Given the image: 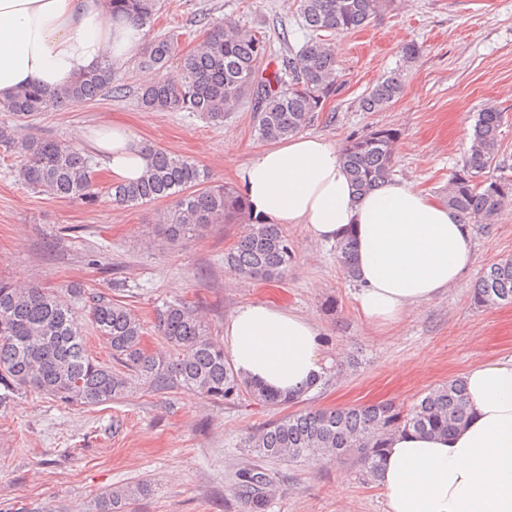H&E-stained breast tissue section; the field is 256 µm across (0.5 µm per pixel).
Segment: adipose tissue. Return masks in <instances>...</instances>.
<instances>
[{"label": "adipose tissue", "instance_id": "obj_1", "mask_svg": "<svg viewBox=\"0 0 512 512\" xmlns=\"http://www.w3.org/2000/svg\"><path fill=\"white\" fill-rule=\"evenodd\" d=\"M147 29L108 20L105 0H0V99L24 86L53 91L103 63L129 60ZM83 138L113 180H137L143 145L124 124ZM254 217L301 224L317 240H356L357 308L369 324L398 321L413 305L460 285L473 262L472 228L408 180L356 194L341 147L296 135L255 151L239 174ZM236 372L294 394L324 374L316 325L291 310L239 306L224 323ZM468 418L447 436L404 431L384 450L376 478L387 512H512V360L481 364L464 377Z\"/></svg>", "mask_w": 512, "mask_h": 512}]
</instances>
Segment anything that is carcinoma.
I'll return each mask as SVG.
<instances>
[{
	"label": "carcinoma",
	"mask_w": 512,
	"mask_h": 512,
	"mask_svg": "<svg viewBox=\"0 0 512 512\" xmlns=\"http://www.w3.org/2000/svg\"><path fill=\"white\" fill-rule=\"evenodd\" d=\"M114 21L124 17L150 25L158 0H106ZM395 0H298L308 39L289 50L280 64L265 74L261 65L269 53V38L260 31L226 19L207 28L192 48H181L180 34L170 31L142 46L141 67L162 72L174 57L177 77L162 76L137 91L140 106L151 112H196L213 124L241 101L252 104L255 132L265 142H277L305 128L314 114L336 95L337 59L332 38L367 26ZM328 36L323 38L321 33ZM402 90L399 72L377 81L361 98L364 112L390 105ZM124 93L112 64L79 74L64 88L47 91L27 86L0 100V112L12 124L0 125V147L22 154L20 183L57 198L93 205L99 198L93 160L79 146L18 130L50 107L95 101L105 94ZM504 113L487 106L478 113L465 164L448 182L446 203L465 224L491 228L497 212L512 202V179L494 176ZM399 133L380 127L352 138L342 152L343 165L356 194L361 195L394 176ZM149 157L141 178L111 183L106 194L117 207H138L167 199L171 206L159 216V236L167 244L200 236L214 224H244L224 265L246 279L277 280L295 259L292 241L278 224L252 220L245 198L232 188L209 184L208 172L163 148L144 146ZM497 179L508 193H492L484 185ZM336 261L350 279L356 278L355 239L348 234L334 245ZM478 307L512 304V258L488 266L472 293ZM91 323L107 338L113 363L100 364L86 352L83 327L70 301L36 285L26 287L0 280V386L5 393L28 388L64 403L97 406L125 397L136 382L155 391L181 388L217 401L242 397L273 407L287 406L300 395L282 396L242 378L224 360V349L209 338V330L190 301L167 304L157 312L155 331L174 357L149 354L142 345L144 325L122 301L92 297ZM467 417L464 380H450L423 393L408 408L391 402L326 408L288 414L245 438V447L260 458L294 462L354 456L376 478L387 440L414 430L447 435ZM274 475L264 467L235 471L233 491L249 512H266L276 492ZM144 483L117 487L102 497L100 512H125L129 501L145 495Z\"/></svg>",
	"instance_id": "cac0c4a2"
}]
</instances>
